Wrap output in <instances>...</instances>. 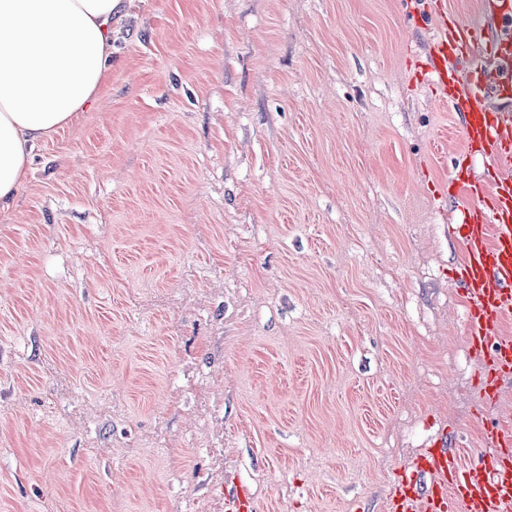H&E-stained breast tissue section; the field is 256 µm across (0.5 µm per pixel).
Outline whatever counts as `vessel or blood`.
<instances>
[{
  "label": "vessel or blood",
  "instance_id": "obj_1",
  "mask_svg": "<svg viewBox=\"0 0 512 512\" xmlns=\"http://www.w3.org/2000/svg\"><path fill=\"white\" fill-rule=\"evenodd\" d=\"M490 17L503 22L499 33L460 19L446 0H431L430 49L413 62L418 80L460 115L466 131L447 181L432 192L452 200L461 215L448 234L465 249L454 278L466 298V342L478 362L481 446L465 464L448 450L447 434L435 436L415 461L416 477L391 483L388 512H512V428L489 418L502 382L512 378V336L503 332L512 317V9L495 7ZM478 154L489 163L476 177L471 161ZM225 512H256L251 490L236 486Z\"/></svg>",
  "mask_w": 512,
  "mask_h": 512
}]
</instances>
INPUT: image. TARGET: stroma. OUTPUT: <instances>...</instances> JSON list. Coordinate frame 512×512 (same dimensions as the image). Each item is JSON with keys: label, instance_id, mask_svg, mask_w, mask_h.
I'll list each match as a JSON object with an SVG mask.
<instances>
[{"label": "stroma", "instance_id": "1", "mask_svg": "<svg viewBox=\"0 0 512 512\" xmlns=\"http://www.w3.org/2000/svg\"><path fill=\"white\" fill-rule=\"evenodd\" d=\"M424 3L123 0L0 212V512H385L438 430L471 460ZM226 512H255L256 505L251 490L245 485H238L225 498Z\"/></svg>", "mask_w": 512, "mask_h": 512}]
</instances>
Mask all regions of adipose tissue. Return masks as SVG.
<instances>
[{
    "label": "adipose tissue",
    "mask_w": 512,
    "mask_h": 512,
    "mask_svg": "<svg viewBox=\"0 0 512 512\" xmlns=\"http://www.w3.org/2000/svg\"><path fill=\"white\" fill-rule=\"evenodd\" d=\"M122 0H0V210L25 183L36 143L94 101Z\"/></svg>",
    "instance_id": "obj_1"
}]
</instances>
